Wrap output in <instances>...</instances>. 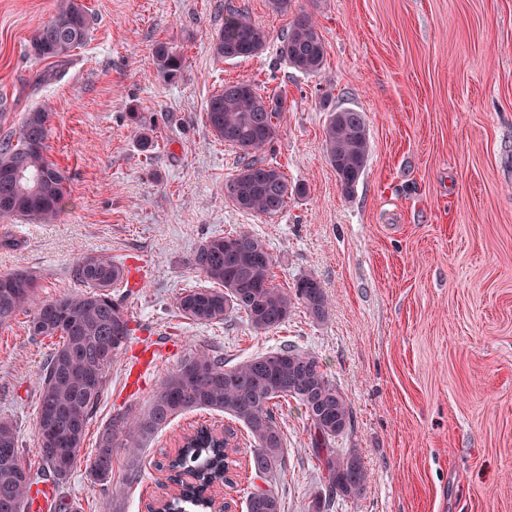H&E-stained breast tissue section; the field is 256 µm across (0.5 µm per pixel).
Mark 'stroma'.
I'll return each instance as SVG.
<instances>
[{
	"mask_svg": "<svg viewBox=\"0 0 512 512\" xmlns=\"http://www.w3.org/2000/svg\"><path fill=\"white\" fill-rule=\"evenodd\" d=\"M87 41L57 66L27 53L55 0H0V136L24 112L51 114L49 154L68 178L53 224L0 222V274L26 269L41 298L80 292L79 258L141 266L112 297L131 335L113 363L85 449L116 414L134 413L162 377L198 349L235 363L293 344L315 353L348 396L354 424L337 442L362 457L361 495L331 512H512V0H82ZM246 6L269 33L259 56L226 60L210 43L228 10ZM311 13L326 47L321 74L279 55L282 34ZM182 53V78L156 75L153 47ZM48 81L39 83L38 73ZM246 81L283 94L265 158L302 194L274 216L224 194L236 149L206 126L209 96ZM351 107L370 131L366 171L344 193L323 149L330 113ZM149 129L144 152L134 128ZM245 229L265 240L274 282L321 281L324 319L295 308L264 332L243 317L199 324L176 307L205 286L188 265L207 237ZM28 313L0 327V418L14 423L25 463L39 469V375L56 342L30 335ZM286 464L282 512H306L322 485L309 421L296 401L276 411ZM224 414L187 412L143 447L137 479L116 449L112 482L84 467L55 485L79 512H149L172 482L159 470L181 436L221 429Z\"/></svg>",
	"mask_w": 512,
	"mask_h": 512,
	"instance_id": "stroma-1",
	"label": "stroma"
}]
</instances>
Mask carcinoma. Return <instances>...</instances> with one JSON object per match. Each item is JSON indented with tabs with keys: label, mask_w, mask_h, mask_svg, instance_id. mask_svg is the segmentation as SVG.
<instances>
[{
	"label": "carcinoma",
	"mask_w": 512,
	"mask_h": 512,
	"mask_svg": "<svg viewBox=\"0 0 512 512\" xmlns=\"http://www.w3.org/2000/svg\"><path fill=\"white\" fill-rule=\"evenodd\" d=\"M92 17L81 0H57L54 12L32 33L28 52L38 61H68L87 39ZM267 30L243 9L224 17L212 38L216 56L246 59L267 45ZM279 55L297 71L315 75L325 64V42L311 14L295 17L280 41ZM155 69L166 82L184 72L183 56L163 42L153 50ZM283 98L263 95L248 82H230L212 94L205 119L211 133L240 153L239 169L227 183L238 186L229 195L239 209L266 216L281 212L289 190L284 173L261 153L275 139ZM48 114L36 107L24 113L18 126L0 138V221L25 218L40 223L56 221L68 196L67 179L49 156ZM324 152L341 189L349 193L363 176L370 155L368 127L363 113L340 108L331 113L324 129ZM300 193V188H295ZM208 287L194 288L177 297V308L200 323L226 321L245 315L258 331L279 328L300 305L310 317L321 319L330 302L313 276L299 278L291 288L273 283L274 264L265 243L248 231L215 236L199 244L188 260ZM74 275L87 290L52 299L39 296V279L20 269L0 275V326L18 313H30L28 329L34 336H58V347L39 381L35 424L44 473L66 479L85 463L91 483L112 482V459L117 448L129 455L127 479L133 473L143 445L177 416L194 410L220 412L240 423L250 439L251 472L262 484L252 485L246 512H281L282 502L272 478L284 466L283 432L273 408L293 399L305 409L313 427V453L324 472V487L315 493L308 512H329L335 498H352L367 483V469L354 450L343 452L332 442L353 423L346 394L329 378L312 353L292 344L227 365L206 350L185 357L161 380L148 405L132 416L118 415L100 433L94 454L82 455L87 426L100 401L109 371L130 336L129 320L112 300V288L122 282L124 268L104 255H86ZM237 434L224 428L219 443L212 429L200 426L169 467L195 484L183 490L171 505L173 512H209L201 486L230 484L228 448L238 447ZM34 476L18 448L13 422L0 420V512H23Z\"/></svg>",
	"instance_id": "cac0c4a2"
}]
</instances>
